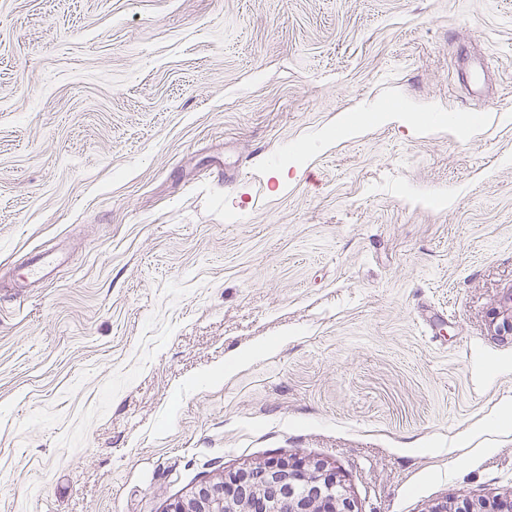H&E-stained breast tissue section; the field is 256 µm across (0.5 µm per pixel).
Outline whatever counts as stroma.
<instances>
[{
	"mask_svg": "<svg viewBox=\"0 0 512 512\" xmlns=\"http://www.w3.org/2000/svg\"><path fill=\"white\" fill-rule=\"evenodd\" d=\"M510 293L512 0H0V512L289 455L358 512L511 496ZM368 112H375L374 119L377 122L397 121L407 125L408 128L416 129L426 124V119L408 105H402L397 109L389 107H378ZM62 258L55 254H36L29 259L28 274L31 283L42 282L48 279V276L54 268L60 264Z\"/></svg>",
	"mask_w": 512,
	"mask_h": 512,
	"instance_id": "35a3bbf8",
	"label": "stroma"
}]
</instances>
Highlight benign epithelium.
<instances>
[{
	"instance_id": "7a95c632",
	"label": "benign epithelium",
	"mask_w": 512,
	"mask_h": 512,
	"mask_svg": "<svg viewBox=\"0 0 512 512\" xmlns=\"http://www.w3.org/2000/svg\"><path fill=\"white\" fill-rule=\"evenodd\" d=\"M166 512H355V504L336 470L287 457L225 472L191 496L169 503ZM431 512H512V498L460 507L445 502Z\"/></svg>"
}]
</instances>
